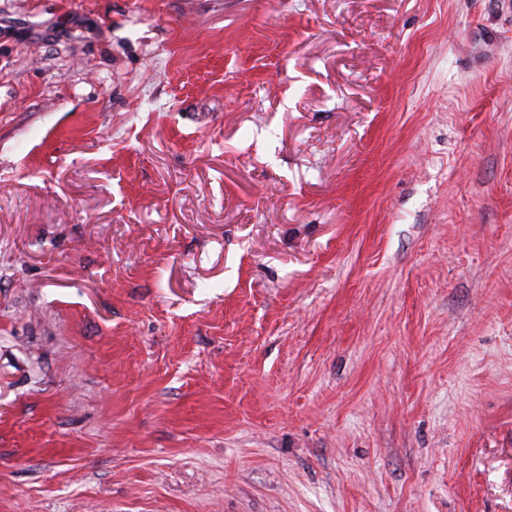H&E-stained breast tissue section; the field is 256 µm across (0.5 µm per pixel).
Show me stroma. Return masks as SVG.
<instances>
[{
  "label": "stroma",
  "instance_id": "obj_1",
  "mask_svg": "<svg viewBox=\"0 0 512 512\" xmlns=\"http://www.w3.org/2000/svg\"><path fill=\"white\" fill-rule=\"evenodd\" d=\"M0 512H512V0H0Z\"/></svg>",
  "mask_w": 512,
  "mask_h": 512
}]
</instances>
